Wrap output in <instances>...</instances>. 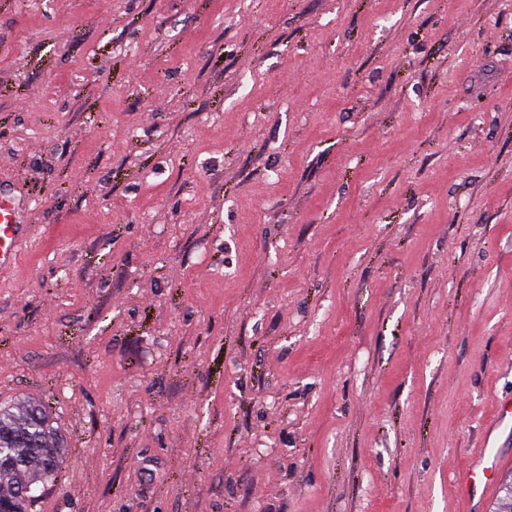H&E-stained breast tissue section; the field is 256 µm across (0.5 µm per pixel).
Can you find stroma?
<instances>
[{"label":"stroma","instance_id":"stroma-1","mask_svg":"<svg viewBox=\"0 0 512 512\" xmlns=\"http://www.w3.org/2000/svg\"><path fill=\"white\" fill-rule=\"evenodd\" d=\"M0 404L33 512H472L512 396V0H0ZM20 200L9 190L0 189V272L12 271L20 260L19 242L28 226L21 224ZM45 412L36 405L0 407V457L4 459L23 449L32 458L54 463L46 484L54 482L63 448L52 437ZM509 446L510 443H499V440H495L482 454L470 458L466 463V469L474 482L466 485L464 492L472 500L473 510L480 509L485 493L492 488L495 477L504 463L502 448Z\"/></svg>","mask_w":512,"mask_h":512}]
</instances>
